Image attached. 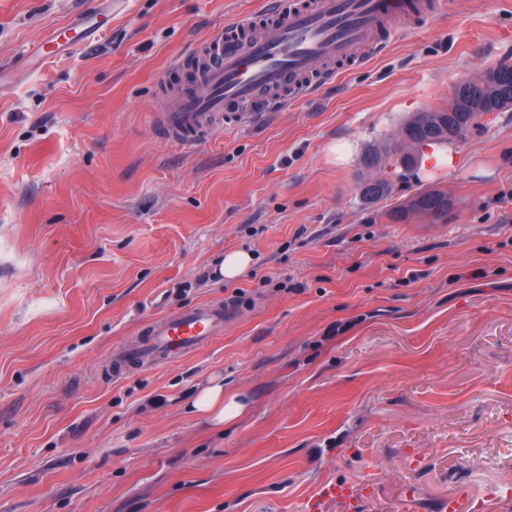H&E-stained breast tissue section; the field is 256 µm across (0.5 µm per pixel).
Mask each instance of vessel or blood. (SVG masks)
Segmentation results:
<instances>
[{
	"mask_svg": "<svg viewBox=\"0 0 512 512\" xmlns=\"http://www.w3.org/2000/svg\"><path fill=\"white\" fill-rule=\"evenodd\" d=\"M437 7V0H266L267 23L251 17L230 22L170 64L171 72L186 69L190 77L161 86L166 102L157 132L179 145L198 146L224 128L252 123L316 92L335 78V63L358 64L382 53L393 23L422 19ZM103 26L102 14H82L50 31L30 54L47 65ZM237 314L235 304L217 300L150 319L135 340L113 353V379L184 359L223 336ZM354 497L351 486L328 483L309 499V512Z\"/></svg>",
	"mask_w": 512,
	"mask_h": 512,
	"instance_id": "b4317fda",
	"label": "vessel or blood"
}]
</instances>
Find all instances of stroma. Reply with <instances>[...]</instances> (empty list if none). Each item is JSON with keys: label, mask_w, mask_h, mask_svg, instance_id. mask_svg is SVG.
Instances as JSON below:
<instances>
[{"label": "stroma", "mask_w": 512, "mask_h": 512, "mask_svg": "<svg viewBox=\"0 0 512 512\" xmlns=\"http://www.w3.org/2000/svg\"><path fill=\"white\" fill-rule=\"evenodd\" d=\"M102 0H0V512H512V107L449 172L359 161L512 63V0H444L318 94L188 150L155 135L168 65L263 0H127L99 40L29 49ZM353 158L338 165L330 144ZM439 188L444 217L392 221ZM251 254L236 280L225 253ZM241 292L182 361L115 381L113 352L182 307ZM245 413H187L211 377ZM503 489L496 499L491 488ZM355 498L354 490L344 483H327L320 488L308 501L309 512H322L327 502H351Z\"/></svg>", "instance_id": "stroma-1"}]
</instances>
